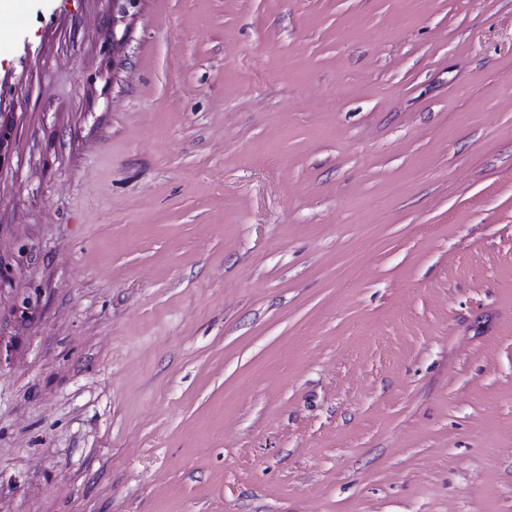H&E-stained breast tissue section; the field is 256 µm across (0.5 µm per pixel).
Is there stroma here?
<instances>
[{"label": "stroma", "mask_w": 512, "mask_h": 512, "mask_svg": "<svg viewBox=\"0 0 512 512\" xmlns=\"http://www.w3.org/2000/svg\"><path fill=\"white\" fill-rule=\"evenodd\" d=\"M0 15V512H512V0Z\"/></svg>", "instance_id": "35a3bbf8"}]
</instances>
